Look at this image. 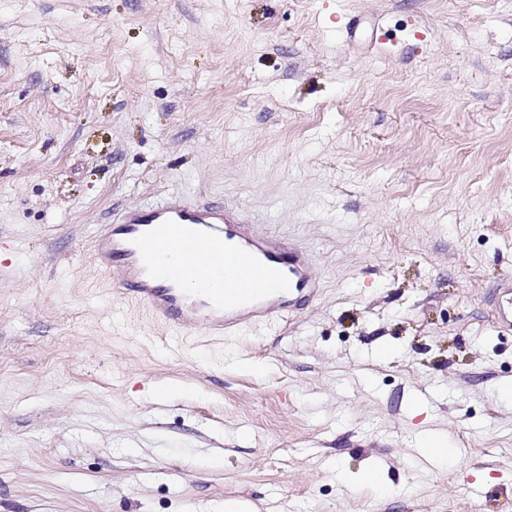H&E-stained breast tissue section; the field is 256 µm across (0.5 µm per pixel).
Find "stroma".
Masks as SVG:
<instances>
[{"mask_svg": "<svg viewBox=\"0 0 512 512\" xmlns=\"http://www.w3.org/2000/svg\"><path fill=\"white\" fill-rule=\"evenodd\" d=\"M175 196L315 295L170 347L91 241ZM510 275L512 0H0V512H512ZM350 482L353 485L368 487L378 493L384 494L388 491L384 472L378 464H371L360 473L354 475Z\"/></svg>", "mask_w": 512, "mask_h": 512, "instance_id": "obj_1", "label": "stroma"}]
</instances>
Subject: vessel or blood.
Instances as JSON below:
<instances>
[{
  "instance_id": "1",
  "label": "vessel or blood",
  "mask_w": 512,
  "mask_h": 512,
  "mask_svg": "<svg viewBox=\"0 0 512 512\" xmlns=\"http://www.w3.org/2000/svg\"><path fill=\"white\" fill-rule=\"evenodd\" d=\"M224 207L175 198L125 210L100 225L92 249L131 295L167 327L221 336L248 320H273L315 286L307 258L280 239L229 222Z\"/></svg>"
}]
</instances>
